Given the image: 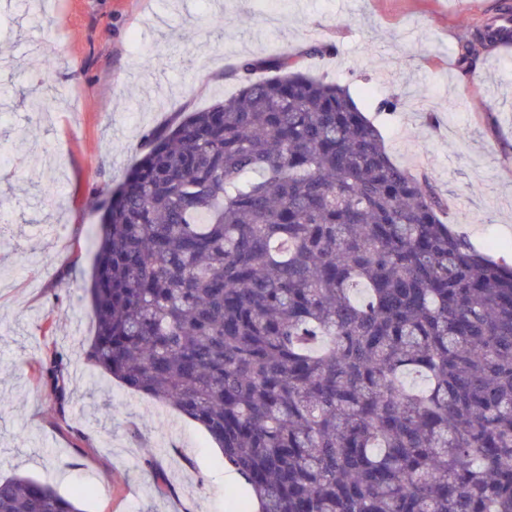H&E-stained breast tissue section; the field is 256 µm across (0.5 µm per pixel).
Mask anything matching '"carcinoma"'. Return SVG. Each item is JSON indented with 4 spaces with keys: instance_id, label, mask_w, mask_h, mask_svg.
Returning <instances> with one entry per match:
<instances>
[{
    "instance_id": "cac0c4a2",
    "label": "carcinoma",
    "mask_w": 512,
    "mask_h": 512,
    "mask_svg": "<svg viewBox=\"0 0 512 512\" xmlns=\"http://www.w3.org/2000/svg\"><path fill=\"white\" fill-rule=\"evenodd\" d=\"M231 75L103 191L84 361L202 426L254 512H512V262L441 221L349 88L288 55ZM0 512L80 509L14 475Z\"/></svg>"
}]
</instances>
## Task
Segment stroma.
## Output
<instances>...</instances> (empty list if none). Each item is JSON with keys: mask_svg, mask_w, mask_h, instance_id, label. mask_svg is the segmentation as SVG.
Returning a JSON list of instances; mask_svg holds the SVG:
<instances>
[{"mask_svg": "<svg viewBox=\"0 0 512 512\" xmlns=\"http://www.w3.org/2000/svg\"><path fill=\"white\" fill-rule=\"evenodd\" d=\"M502 0H0V477L76 487L82 512H235L221 452L173 409L87 365L85 290L102 189L136 163L143 134L236 93L242 56L302 57L361 96L393 161L425 171L442 218L512 258V43L460 63ZM42 99L44 111L30 108ZM392 112H377L384 99ZM68 354L54 398L39 379ZM156 456L160 473L144 460ZM68 365V356L63 351L55 350L51 352L50 356L41 365L39 374L40 378L46 383L50 382L55 385V389L58 388L57 382L59 376Z\"/></svg>", "mask_w": 512, "mask_h": 512, "instance_id": "obj_1", "label": "stroma"}]
</instances>
